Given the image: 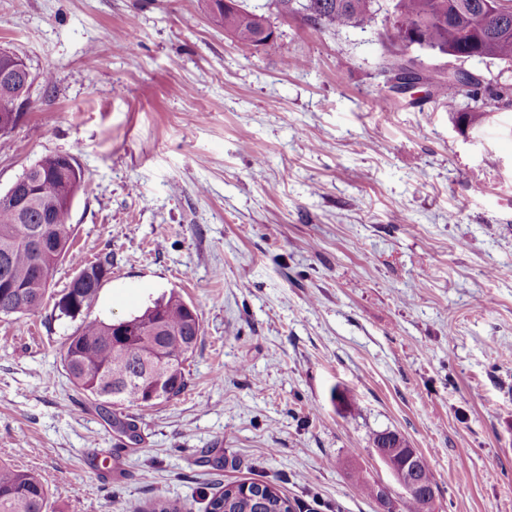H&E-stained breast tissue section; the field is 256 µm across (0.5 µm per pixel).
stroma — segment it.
Returning a JSON list of instances; mask_svg holds the SVG:
<instances>
[{
	"instance_id": "1",
	"label": "stroma",
	"mask_w": 512,
	"mask_h": 512,
	"mask_svg": "<svg viewBox=\"0 0 512 512\" xmlns=\"http://www.w3.org/2000/svg\"><path fill=\"white\" fill-rule=\"evenodd\" d=\"M239 2L297 66L232 39L208 0H0V48L34 77L0 193L74 158L92 190L71 250L112 255L90 317L174 290L202 327L187 389L125 408L140 440L122 442L63 367L81 321L56 307L77 271L60 262L37 313L0 318V463L46 474L49 512H206L244 480L295 512H378L351 475L401 498L372 444L394 431L433 512H512V106L464 130L391 91L393 0L322 30Z\"/></svg>"
}]
</instances>
